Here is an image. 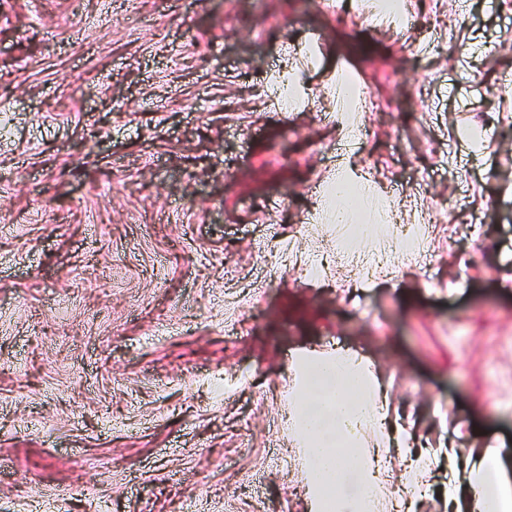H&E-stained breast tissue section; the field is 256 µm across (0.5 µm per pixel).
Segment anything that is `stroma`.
Listing matches in <instances>:
<instances>
[{
	"label": "stroma",
	"mask_w": 512,
	"mask_h": 512,
	"mask_svg": "<svg viewBox=\"0 0 512 512\" xmlns=\"http://www.w3.org/2000/svg\"><path fill=\"white\" fill-rule=\"evenodd\" d=\"M408 8L0 0V512H315L306 353L371 362L433 461L418 512L451 445L512 449V0ZM347 161L426 227L398 261L363 207L361 288L307 274L350 235L322 220Z\"/></svg>",
	"instance_id": "stroma-1"
}]
</instances>
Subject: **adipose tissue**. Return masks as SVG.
Masks as SVG:
<instances>
[{"label": "adipose tissue", "mask_w": 512, "mask_h": 512, "mask_svg": "<svg viewBox=\"0 0 512 512\" xmlns=\"http://www.w3.org/2000/svg\"><path fill=\"white\" fill-rule=\"evenodd\" d=\"M340 176L356 192L338 193L329 217L346 224L356 220L358 203L378 193L352 166H344ZM291 422L319 512H378L394 451L408 461L394 512H415L428 467L409 448L406 427L390 418L382 387L362 357L345 349L309 359ZM448 456L465 480L448 497L450 512H512V454L497 448L474 462L453 448Z\"/></svg>", "instance_id": "obj_1"}]
</instances>
